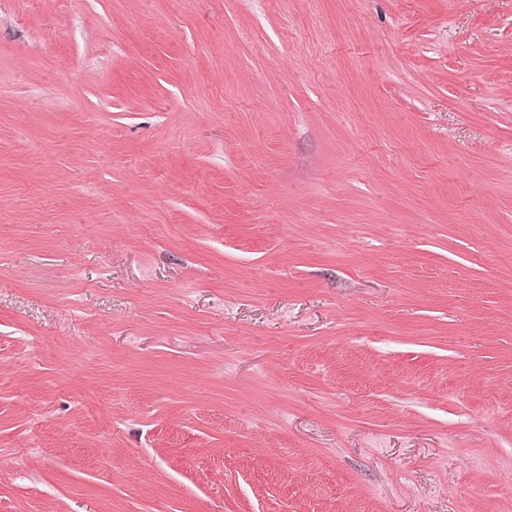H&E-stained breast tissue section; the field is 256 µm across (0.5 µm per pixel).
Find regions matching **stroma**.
Masks as SVG:
<instances>
[{
	"label": "stroma",
	"instance_id": "35a3bbf8",
	"mask_svg": "<svg viewBox=\"0 0 512 512\" xmlns=\"http://www.w3.org/2000/svg\"><path fill=\"white\" fill-rule=\"evenodd\" d=\"M0 512H512V0H0Z\"/></svg>",
	"mask_w": 512,
	"mask_h": 512
}]
</instances>
